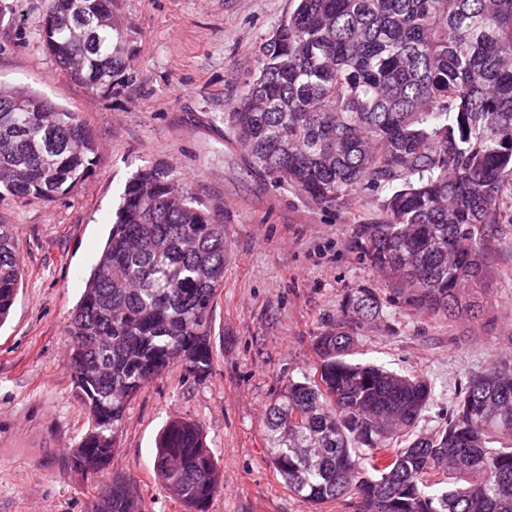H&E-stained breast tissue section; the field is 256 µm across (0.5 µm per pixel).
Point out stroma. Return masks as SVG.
<instances>
[{
	"label": "stroma",
	"mask_w": 512,
	"mask_h": 512,
	"mask_svg": "<svg viewBox=\"0 0 512 512\" xmlns=\"http://www.w3.org/2000/svg\"><path fill=\"white\" fill-rule=\"evenodd\" d=\"M48 0H21L0 23V84L38 91L79 113L101 145L95 170L74 193L50 203L0 198L14 225L23 279L0 325V512H86L113 476L133 483L144 512H181L158 483L155 441L174 417L196 421L215 454L224 489L207 512H318L290 493L270 466L265 411L288 379L311 375V340L335 319L345 294L389 291L355 247L378 192L325 208L284 183L247 171L224 122L292 0H114L127 29L128 81L92 94L46 51L39 30ZM145 168L189 178L195 196L224 226L231 260L214 301L212 372L173 368L130 401L109 467L73 472L70 449L89 429L66 356L71 314L108 235L126 182ZM491 289L474 319L386 306L385 321L359 333L357 359L426 376L435 400L420 428L441 424L460 382L491 356L512 362V224L494 241Z\"/></svg>",
	"instance_id": "obj_1"
}]
</instances>
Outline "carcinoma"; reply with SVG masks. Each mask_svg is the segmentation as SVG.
I'll use <instances>...</instances> for the list:
<instances>
[{
    "label": "carcinoma",
    "instance_id": "cac0c4a2",
    "mask_svg": "<svg viewBox=\"0 0 512 512\" xmlns=\"http://www.w3.org/2000/svg\"><path fill=\"white\" fill-rule=\"evenodd\" d=\"M42 42L93 93L126 70L112 0H51ZM0 86V190L49 203L86 181L99 142L74 112ZM245 165L334 208L385 189L358 226L362 258L409 305L478 317L489 246L512 224V0H294L258 48L227 113ZM15 228L0 224V324L22 281ZM230 258L224 225L185 179L145 169L125 185L108 237L74 309L67 368L92 427L71 449L105 470L127 406L176 366L212 371L211 314ZM385 317L372 288L348 294L314 337L313 374L269 405L267 453L288 491L313 505L357 499L358 512H512V364L455 392L448 420L422 432L427 379L351 358L356 331ZM154 472L182 512H206L224 489L199 425L174 418ZM143 512L112 480L107 506Z\"/></svg>",
    "mask_w": 512,
    "mask_h": 512
}]
</instances>
